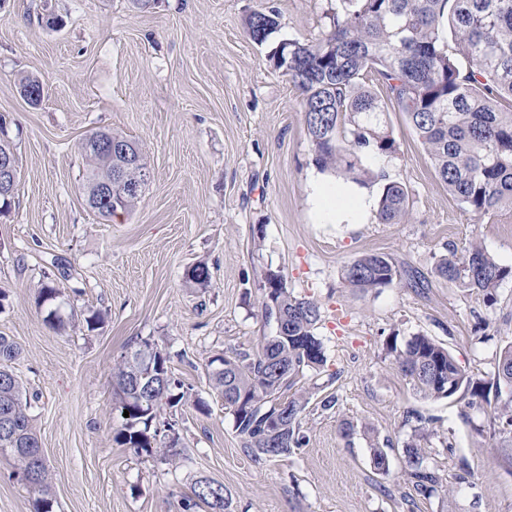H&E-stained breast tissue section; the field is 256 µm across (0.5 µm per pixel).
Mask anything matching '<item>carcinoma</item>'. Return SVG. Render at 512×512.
<instances>
[{
    "mask_svg": "<svg viewBox=\"0 0 512 512\" xmlns=\"http://www.w3.org/2000/svg\"><path fill=\"white\" fill-rule=\"evenodd\" d=\"M328 32L315 40H288L276 46L269 61L299 91L304 123L313 146L312 164L360 185L377 181L365 164L373 155L391 156L396 140L387 121L389 109L402 112L429 156L441 184L460 209L475 219L512 209V0H339ZM277 22L273 12L259 11L246 19L250 37L267 42ZM98 132L80 144L86 160L83 190L90 208L110 221L111 204L94 203L100 184L111 179L120 158L87 151ZM409 195L397 183L382 187L376 218L380 224H400L409 215ZM436 278L483 296L493 304L497 288L512 279V266L499 263L480 246L458 256L440 257ZM188 279L199 288L211 282L204 263L193 266ZM345 287L359 293L378 292L403 284L404 272L382 253H366L342 271ZM59 291L40 287L38 306L46 309L45 323L54 331L67 326L60 312ZM261 314L282 331L262 337L250 351L213 358L210 380L234 415L244 448L256 459L288 457L308 443L301 414L312 392L296 388L297 378L326 364L323 343L315 333L321 319L317 301L288 291L283 277L265 274ZM153 346L146 342L124 356L113 377L120 393V410L129 416L114 440L140 455L165 461L177 453L156 439V413L178 406L185 398L183 384L137 393L133 375L140 371L136 355ZM386 354L427 399L463 403L461 416L490 404L495 386L493 436L502 460L512 466V340L499 351L494 382L476 378L457 364L451 353L424 335L398 343L386 342ZM31 402L18 377L0 366V417L16 433L17 449H5L16 459L32 489L35 512H53L54 493L49 467L33 426ZM430 433L412 430L404 442L405 473L415 495L429 498L443 487L437 469L429 464ZM374 470L389 471L388 452L371 444ZM223 487L196 481L188 512L204 504L215 508Z\"/></svg>",
    "mask_w": 512,
    "mask_h": 512,
    "instance_id": "obj_1",
    "label": "carcinoma"
}]
</instances>
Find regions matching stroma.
Wrapping results in <instances>:
<instances>
[{"label":"stroma","instance_id":"stroma-1","mask_svg":"<svg viewBox=\"0 0 512 512\" xmlns=\"http://www.w3.org/2000/svg\"><path fill=\"white\" fill-rule=\"evenodd\" d=\"M271 9L278 29L257 44L245 20ZM335 10L336 0H155L146 10L133 0H6L0 10V119L19 170L0 215V336L19 348L9 367L31 400L54 512H185L202 478L223 485L228 512H512V467L496 439L473 430L489 424L487 413L464 418L461 403L421 398L385 354L391 334L420 333L469 374L493 376L512 338V280L489 307L431 270L447 250L474 244L512 265V211L469 219L393 109L397 151L368 164L406 187L408 220L381 224L369 213L339 224L317 213L313 182L338 177L311 164L300 94L267 55L280 40L318 38ZM49 13L60 29L45 27ZM27 75L44 85L39 105L20 93ZM101 128L137 142L150 172L135 210L111 222L81 188L79 144ZM366 252L417 270L427 287L345 288L343 265ZM200 263L212 274L206 289L187 280ZM270 269L321 307L336 405L311 399L301 420L308 445L257 460L208 363L274 333L260 314ZM44 283L60 292L66 332L44 321ZM94 311L104 320L91 329ZM145 341L188 392L158 424V441L180 453L176 468L114 440L122 418L112 367ZM414 414L429 422L432 461L454 496L411 495L403 443ZM344 420L374 437L341 438ZM375 439L390 448L385 475L371 464ZM33 501L17 462L0 453V512H33Z\"/></svg>","mask_w":512,"mask_h":512}]
</instances>
